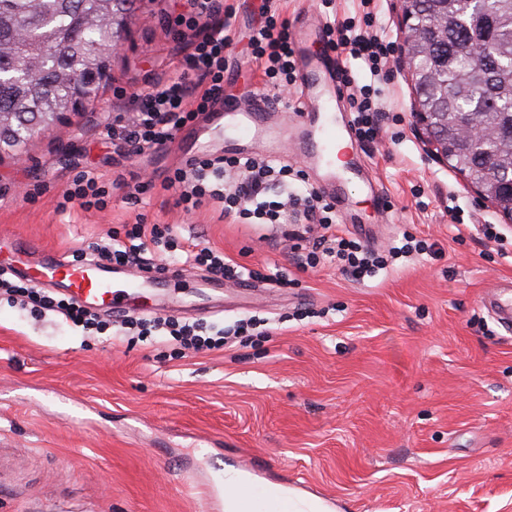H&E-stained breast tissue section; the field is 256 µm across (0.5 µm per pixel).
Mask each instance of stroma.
<instances>
[{"instance_id":"1","label":"stroma","mask_w":512,"mask_h":512,"mask_svg":"<svg viewBox=\"0 0 512 512\" xmlns=\"http://www.w3.org/2000/svg\"><path fill=\"white\" fill-rule=\"evenodd\" d=\"M234 41L224 52V96H268L270 111L248 156L280 155L322 181L304 125L259 76L250 38L264 0H228ZM186 0H136L97 103L65 113L27 145V163L0 158V270L16 279L25 239L78 263L89 245L144 218L185 244L212 246L257 273L194 301L201 270H178L146 289L129 319L205 327L263 320L264 335L219 350L180 351L155 333L140 341L120 319L88 335L52 311L31 316L0 295V451L13 468L0 512H202V491L223 464L246 469L258 490L281 484L326 500L333 512H512V329L481 306L512 283V225L455 170L431 159L411 126L415 89L397 56L376 93L382 138L347 142L339 234L380 247L413 236L434 254L401 258L354 281L331 265L298 267L268 239L305 224L286 210L275 224H245L206 204L186 213L160 184L176 144L122 157L103 131L119 94L144 91L159 62L179 66ZM276 19L369 18L371 34L401 43L399 0H274ZM82 169L104 181L147 183L140 201L117 190L102 211L56 212ZM496 225L499 239L479 235ZM282 277L266 280L272 269Z\"/></svg>"}]
</instances>
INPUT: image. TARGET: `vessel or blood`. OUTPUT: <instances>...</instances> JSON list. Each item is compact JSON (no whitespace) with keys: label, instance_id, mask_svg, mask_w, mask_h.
I'll use <instances>...</instances> for the list:
<instances>
[{"label":"vessel or blood","instance_id":"obj_1","mask_svg":"<svg viewBox=\"0 0 512 512\" xmlns=\"http://www.w3.org/2000/svg\"><path fill=\"white\" fill-rule=\"evenodd\" d=\"M346 87L340 68H330L317 58H304L300 79L299 121L312 131V153L328 171L335 172L332 152L337 140L350 130L349 125L338 123ZM270 107L265 95L257 94L247 104L227 101L218 105L203 130L214 137L228 136L231 145L248 140L263 123ZM36 280L43 286L62 289L72 298L92 308L112 315L124 313L128 300L136 297L144 287L136 272L124 268H111L94 262L70 265L62 256L47 255L37 273ZM488 311L504 323L512 322V295L506 291L493 292L487 301ZM238 512H254L264 506L267 512H288V497L271 489L263 499H255L251 488H244L236 500Z\"/></svg>","mask_w":512,"mask_h":512}]
</instances>
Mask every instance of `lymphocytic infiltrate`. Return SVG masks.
I'll return each mask as SVG.
<instances>
[{
    "mask_svg": "<svg viewBox=\"0 0 512 512\" xmlns=\"http://www.w3.org/2000/svg\"><path fill=\"white\" fill-rule=\"evenodd\" d=\"M231 6L223 0H192V12L179 18V25L192 31L188 51L180 67L166 80L148 91L133 95V113L117 112L106 128L107 136L123 155L153 152L174 140L184 127L198 123L224 101V50L230 45ZM329 44L346 54L347 60L360 62L371 76H379L387 64L389 46L380 39L356 34L352 23L328 26ZM254 61L265 77L292 82L295 71L291 35L287 24L270 22L260 26L251 37ZM356 114L351 131L356 141L372 143L378 140L382 128L378 108L369 94L349 93ZM276 166L270 162L244 155L201 153L184 158L171 169L163 186L180 187L178 203L192 211L203 203L221 205L224 212L238 214L244 220L263 219L270 210L264 199L268 183ZM110 192L98 176L90 171L78 173L72 188L63 193L56 204L58 212L78 208L84 211L102 210L108 205ZM294 207L319 212L320 236L314 238L305 255L308 265L325 261L361 279L384 269L385 259L359 242L343 238L332 239L333 224L328 219L335 203L326 199L312 185L295 192L289 198ZM176 249L177 243L168 228L157 224L136 222L124 232H113L108 242L95 245L93 255L100 261L138 266L145 252L154 249ZM186 264L201 269L210 278L242 279L247 269L226 262L223 252L210 247L182 250ZM0 288L9 289L21 302H30L64 315L74 326L89 327L96 320L94 313L72 301L57 299L49 293L35 290L23 283H11L0 278Z\"/></svg>",
    "mask_w": 512,
    "mask_h": 512,
    "instance_id": "f902f5d3",
    "label": "lymphocytic infiltrate"
}]
</instances>
